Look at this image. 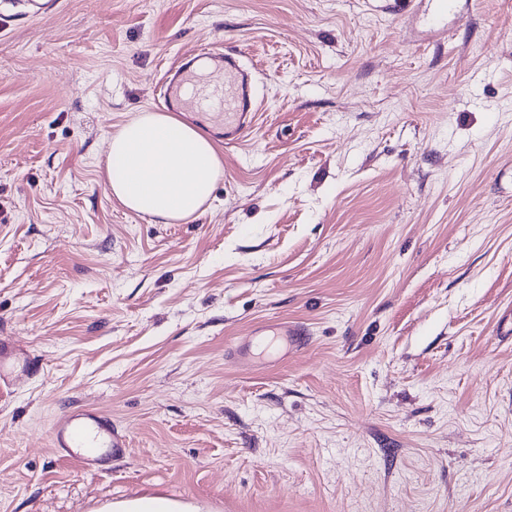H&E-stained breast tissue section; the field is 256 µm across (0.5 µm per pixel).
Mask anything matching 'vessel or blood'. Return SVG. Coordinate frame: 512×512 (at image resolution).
<instances>
[{"mask_svg": "<svg viewBox=\"0 0 512 512\" xmlns=\"http://www.w3.org/2000/svg\"><path fill=\"white\" fill-rule=\"evenodd\" d=\"M202 56L209 58L215 70L223 72V82L196 88L192 99H184L183 87L189 81L190 59H182L166 71L159 104L165 109L185 106L186 102L204 106L224 114L223 143L234 146L249 136L258 110L256 75L244 64L241 52H224L223 48H205ZM30 362L20 354L10 337L0 336V388L8 386L13 377L27 371ZM51 445L65 456L85 467L105 472L114 457L128 448L125 434L112 425L105 414L85 409L58 417L51 430Z\"/></svg>", "mask_w": 512, "mask_h": 512, "instance_id": "b4317fda", "label": "vessel or blood"}]
</instances>
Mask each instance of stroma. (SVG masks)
<instances>
[{
	"label": "stroma",
	"mask_w": 512,
	"mask_h": 512,
	"mask_svg": "<svg viewBox=\"0 0 512 512\" xmlns=\"http://www.w3.org/2000/svg\"><path fill=\"white\" fill-rule=\"evenodd\" d=\"M0 0V512H512V0ZM208 44L259 112L178 119L224 163L160 224L109 195L112 133ZM306 334L278 351L256 326ZM92 407L130 447L51 446ZM30 368L27 357L20 354L9 336H0V389L8 386L13 377ZM51 446L83 467L106 472L112 458L126 453L128 440L108 416L85 409L58 417L51 430ZM121 512H183V506L177 502L162 498L131 500L119 507Z\"/></svg>",
	"instance_id": "35a3bbf8"
}]
</instances>
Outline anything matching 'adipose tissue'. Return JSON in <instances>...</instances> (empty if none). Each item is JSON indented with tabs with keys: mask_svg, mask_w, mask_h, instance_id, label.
<instances>
[{
	"mask_svg": "<svg viewBox=\"0 0 512 512\" xmlns=\"http://www.w3.org/2000/svg\"><path fill=\"white\" fill-rule=\"evenodd\" d=\"M107 189L127 209L170 224L202 213L224 164L211 140L164 112L144 111L117 129Z\"/></svg>",
	"mask_w": 512,
	"mask_h": 512,
	"instance_id": "1",
	"label": "adipose tissue"
}]
</instances>
